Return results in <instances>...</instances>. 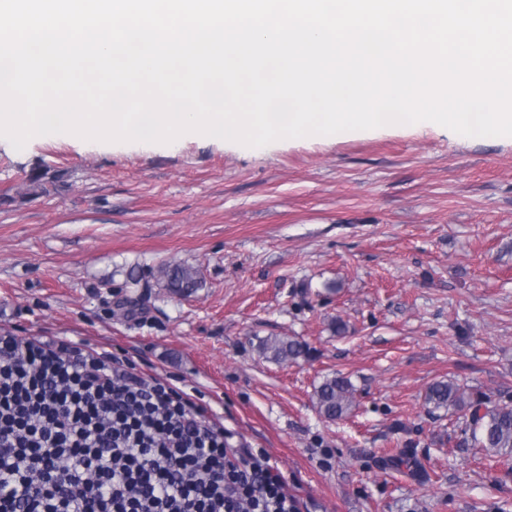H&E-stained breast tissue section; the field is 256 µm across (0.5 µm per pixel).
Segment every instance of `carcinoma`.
<instances>
[{
  "mask_svg": "<svg viewBox=\"0 0 512 512\" xmlns=\"http://www.w3.org/2000/svg\"><path fill=\"white\" fill-rule=\"evenodd\" d=\"M164 287L176 295H187L201 286L196 271L183 265L159 270ZM260 352L277 362L296 360L306 354L303 346L288 336H274L260 341ZM428 400L436 408L454 407L469 411L472 445L489 454L512 458V404L490 400L469 399L452 381H438L429 388ZM355 404V388L344 376L323 380L316 390V405L330 420L347 417Z\"/></svg>",
  "mask_w": 512,
  "mask_h": 512,
  "instance_id": "obj_1",
  "label": "carcinoma"
}]
</instances>
